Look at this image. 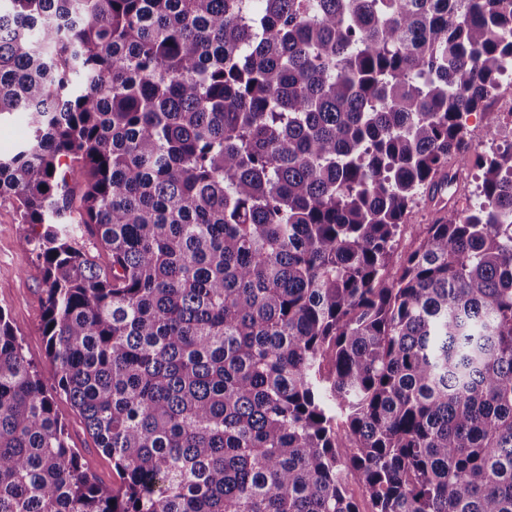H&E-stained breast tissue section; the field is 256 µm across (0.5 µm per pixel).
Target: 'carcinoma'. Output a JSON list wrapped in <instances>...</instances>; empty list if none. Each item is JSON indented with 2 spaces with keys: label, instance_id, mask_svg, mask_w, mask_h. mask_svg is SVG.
I'll use <instances>...</instances> for the list:
<instances>
[{
  "label": "carcinoma",
  "instance_id": "obj_1",
  "mask_svg": "<svg viewBox=\"0 0 512 512\" xmlns=\"http://www.w3.org/2000/svg\"><path fill=\"white\" fill-rule=\"evenodd\" d=\"M510 59L512 0H0L56 367L0 310V512H512ZM487 119L481 112H473L467 117L468 138L472 151L481 152L488 150L494 144L510 143L512 141V124L504 122L498 115L495 124L494 136L487 137L486 132ZM55 405L60 417L67 425L70 444L80 453L85 468L100 482L117 486L119 478L112 466V459L96 447L81 417L71 408L65 395H57Z\"/></svg>",
  "mask_w": 512,
  "mask_h": 512
}]
</instances>
